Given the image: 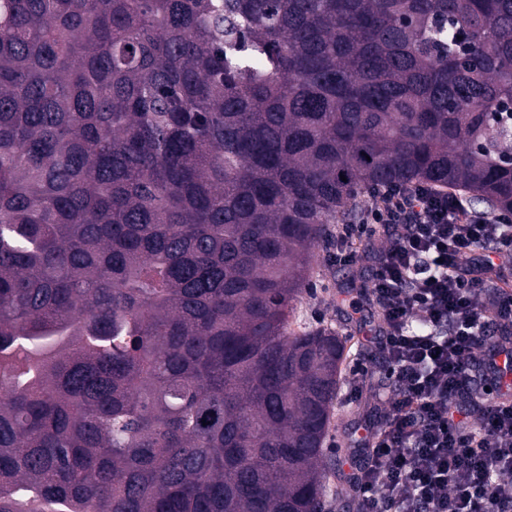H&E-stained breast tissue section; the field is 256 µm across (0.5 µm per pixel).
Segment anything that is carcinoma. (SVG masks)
I'll list each match as a JSON object with an SVG mask.
<instances>
[{"label":"carcinoma","instance_id":"1","mask_svg":"<svg viewBox=\"0 0 512 512\" xmlns=\"http://www.w3.org/2000/svg\"><path fill=\"white\" fill-rule=\"evenodd\" d=\"M507 102L512 0H0V512H331L314 251Z\"/></svg>","mask_w":512,"mask_h":512}]
</instances>
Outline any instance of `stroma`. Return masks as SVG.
I'll list each match as a JSON object with an SVG mask.
<instances>
[{"mask_svg": "<svg viewBox=\"0 0 512 512\" xmlns=\"http://www.w3.org/2000/svg\"><path fill=\"white\" fill-rule=\"evenodd\" d=\"M335 243L320 245L311 261L308 286L296 304L295 315L300 320L321 325H342L348 342L346 350L345 376L340 384L335 401L334 416L330 434L326 440L329 454L347 458V433L351 426L375 418L374 397L371 392L355 395L357 386L355 371L366 367L373 375L384 373V362L378 353L367 349L364 341L366 332L376 325L379 318L377 309L365 305L362 316H350L347 309L338 302L340 296L364 299L365 289L371 278V262L360 259L352 266L333 262Z\"/></svg>", "mask_w": 512, "mask_h": 512, "instance_id": "35a3bbf8", "label": "stroma"}]
</instances>
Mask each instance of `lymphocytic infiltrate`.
<instances>
[{
  "instance_id": "1",
  "label": "lymphocytic infiltrate",
  "mask_w": 512,
  "mask_h": 512,
  "mask_svg": "<svg viewBox=\"0 0 512 512\" xmlns=\"http://www.w3.org/2000/svg\"><path fill=\"white\" fill-rule=\"evenodd\" d=\"M362 233L383 239L369 285L382 323L366 343L387 382L378 419L349 437L359 512H512V396L483 397L498 356L512 362V294L486 284L512 255V216L474 214L423 183L389 185L342 225L337 264L357 263L350 242ZM491 320L500 341L486 336Z\"/></svg>"
}]
</instances>
